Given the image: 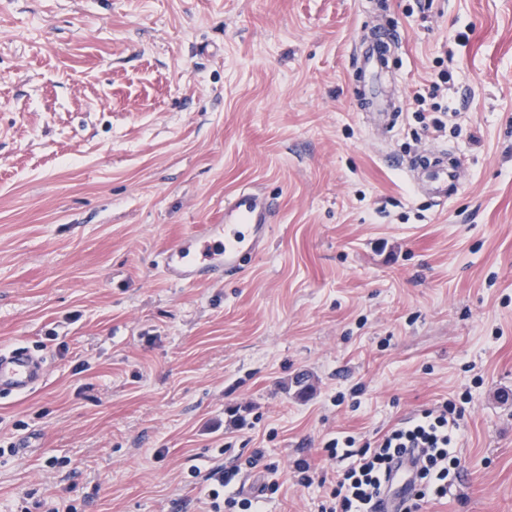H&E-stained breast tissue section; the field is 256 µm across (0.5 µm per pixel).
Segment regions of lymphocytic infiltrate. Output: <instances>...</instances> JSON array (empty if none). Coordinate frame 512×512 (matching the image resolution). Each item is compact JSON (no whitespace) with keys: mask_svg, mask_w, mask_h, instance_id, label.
<instances>
[{"mask_svg":"<svg viewBox=\"0 0 512 512\" xmlns=\"http://www.w3.org/2000/svg\"><path fill=\"white\" fill-rule=\"evenodd\" d=\"M452 80V73L437 72L428 87L416 92L418 118L424 130H445L438 97ZM463 408L444 400L423 410L408 425L391 429L372 445L356 447L353 437H345L342 448H330V457H343L349 464L330 490L320 512H376L380 495L395 460L404 452L417 454L416 490L404 512H422L424 504L447 497L452 482L451 467L458 464L456 448Z\"/></svg>","mask_w":512,"mask_h":512,"instance_id":"1","label":"lymphocytic infiltrate"}]
</instances>
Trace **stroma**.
<instances>
[{
  "label": "stroma",
  "mask_w": 512,
  "mask_h": 512,
  "mask_svg": "<svg viewBox=\"0 0 512 512\" xmlns=\"http://www.w3.org/2000/svg\"><path fill=\"white\" fill-rule=\"evenodd\" d=\"M377 25L389 131L354 92ZM444 64L438 136L413 95ZM432 149L461 161L442 204L402 166ZM251 187L278 205L268 249L172 285L158 253ZM17 345L47 368L0 398V512H213L224 467L264 512H318L329 440L446 398L460 476L425 512H512V0H0Z\"/></svg>",
  "instance_id": "35a3bbf8"
}]
</instances>
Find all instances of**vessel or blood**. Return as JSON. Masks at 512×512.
<instances>
[{
	"label": "vessel or blood",
	"instance_id": "b4317fda",
	"mask_svg": "<svg viewBox=\"0 0 512 512\" xmlns=\"http://www.w3.org/2000/svg\"><path fill=\"white\" fill-rule=\"evenodd\" d=\"M382 61L378 45H368L362 52L359 69L365 76L363 93L375 101L380 112L393 111L392 103L382 100L375 79V69ZM410 171L427 172L429 195L438 201L448 198V190L456 180L455 168L440 155L414 158L407 163ZM276 205L261 191L246 188L224 201V221L210 225L202 240L214 244L216 251L206 260H198L195 250L183 247L162 252L160 267L173 284H192L202 280H218L238 274L248 258L265 251L275 222ZM43 360L23 347L0 351V394L22 395L33 390L44 378ZM392 491L378 503L379 512H401V503L415 483L410 462L396 467L390 477Z\"/></svg>",
	"mask_w": 512,
	"mask_h": 512
}]
</instances>
